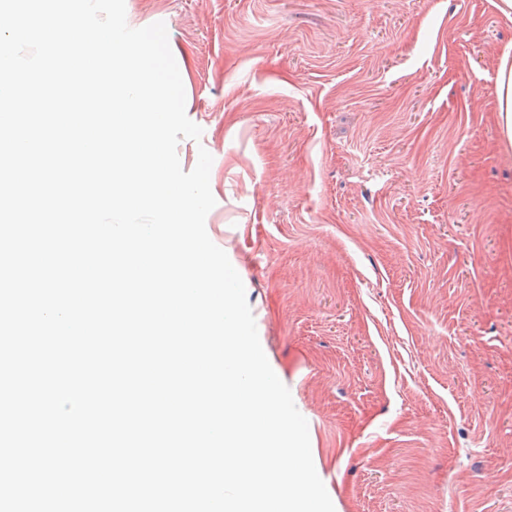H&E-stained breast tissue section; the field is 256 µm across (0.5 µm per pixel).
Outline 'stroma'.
Returning <instances> with one entry per match:
<instances>
[{"mask_svg": "<svg viewBox=\"0 0 512 512\" xmlns=\"http://www.w3.org/2000/svg\"><path fill=\"white\" fill-rule=\"evenodd\" d=\"M213 157L205 221L335 512H512L495 0H125Z\"/></svg>", "mask_w": 512, "mask_h": 512, "instance_id": "35a3bbf8", "label": "stroma"}]
</instances>
